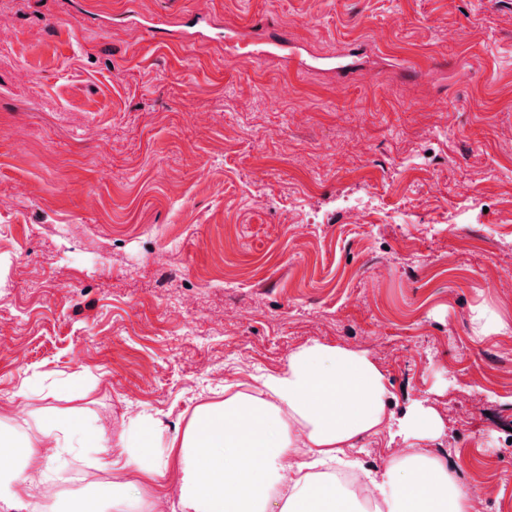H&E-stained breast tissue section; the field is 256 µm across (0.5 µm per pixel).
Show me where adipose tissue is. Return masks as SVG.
I'll return each instance as SVG.
<instances>
[{
  "instance_id": "adipose-tissue-1",
  "label": "adipose tissue",
  "mask_w": 512,
  "mask_h": 512,
  "mask_svg": "<svg viewBox=\"0 0 512 512\" xmlns=\"http://www.w3.org/2000/svg\"><path fill=\"white\" fill-rule=\"evenodd\" d=\"M388 380L363 352L319 343L288 356L287 367L262 376L255 393L237 392L198 407L180 437L154 449L161 431L147 417L138 433L112 435L86 417L47 411L33 420L0 422V512H19L56 473L52 452L94 445L109 456V502L89 497L76 512H155L157 503L131 495L138 479L164 490L180 469L183 512H473V492L458 464L427 451L443 433L429 406L402 417L389 410ZM395 428L402 447L386 466L363 474L367 506L319 466H349L363 439Z\"/></svg>"
}]
</instances>
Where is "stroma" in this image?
Returning <instances> with one entry per match:
<instances>
[{
    "label": "stroma",
    "instance_id": "35a3bbf8",
    "mask_svg": "<svg viewBox=\"0 0 512 512\" xmlns=\"http://www.w3.org/2000/svg\"><path fill=\"white\" fill-rule=\"evenodd\" d=\"M313 342L432 406L431 451L512 512V0H0V418L169 439ZM473 321L475 324V334L479 339L491 337V334L498 333V318L495 313L487 307H478L474 310Z\"/></svg>",
    "mask_w": 512,
    "mask_h": 512
}]
</instances>
